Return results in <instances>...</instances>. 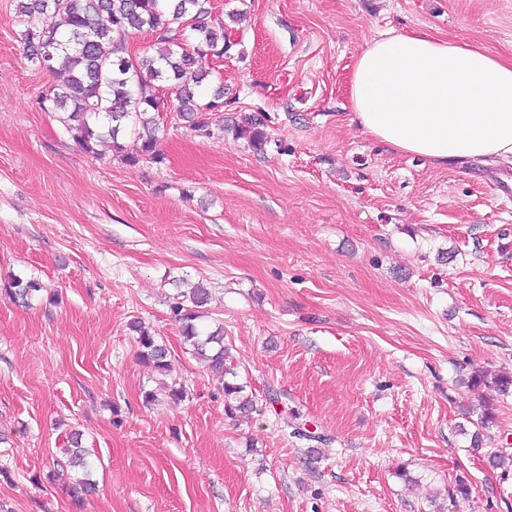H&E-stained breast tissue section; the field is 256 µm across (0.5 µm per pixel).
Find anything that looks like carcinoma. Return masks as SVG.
<instances>
[{"instance_id": "obj_1", "label": "carcinoma", "mask_w": 512, "mask_h": 512, "mask_svg": "<svg viewBox=\"0 0 512 512\" xmlns=\"http://www.w3.org/2000/svg\"><path fill=\"white\" fill-rule=\"evenodd\" d=\"M18 12L38 18L20 33L28 60L49 71L59 66L64 73L60 83L41 95L39 104L46 112L66 114V131L85 151L95 152L97 143L108 138L129 164L161 161L156 133L170 107L191 130L214 136L203 113L224 107V91H216L213 100L201 104L194 89L184 83L189 72L195 85L206 82L211 76L207 51L222 57L233 46L224 24L213 18L210 0H18ZM130 29L150 31L155 53L132 59L117 55V46ZM161 87L173 95L172 106L159 96ZM265 127L264 115L240 112L218 132L231 131L260 150L267 142ZM136 128L141 129L136 144L129 148L119 142V136ZM42 290L43 284L35 278L15 276L4 285L8 296L22 301ZM186 297L189 304L173 307L185 341L215 376L224 379V394L236 401L234 409H253V400L243 396L244 386L226 380L231 371L226 367L224 327L204 336L195 324L199 309L208 304L209 292L198 285ZM129 328L137 334L141 359L156 371L167 372L166 351L155 336L136 321ZM467 384L474 389L492 386L502 396L512 395L511 374L489 379L476 372ZM492 420V411L485 409L471 434L473 451L483 450V429ZM67 443V465L81 471L73 491L90 494L95 482L90 479L92 465L80 434L70 433Z\"/></svg>"}]
</instances>
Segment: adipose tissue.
Wrapping results in <instances>:
<instances>
[{"label": "adipose tissue", "instance_id": "1", "mask_svg": "<svg viewBox=\"0 0 512 512\" xmlns=\"http://www.w3.org/2000/svg\"><path fill=\"white\" fill-rule=\"evenodd\" d=\"M353 121L386 149L435 166L512 158V60L426 31L390 29L355 58Z\"/></svg>", "mask_w": 512, "mask_h": 512}]
</instances>
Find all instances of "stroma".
I'll list each match as a JSON object with an SVG mask.
<instances>
[{"instance_id":"1","label":"stroma","mask_w":512,"mask_h":512,"mask_svg":"<svg viewBox=\"0 0 512 512\" xmlns=\"http://www.w3.org/2000/svg\"><path fill=\"white\" fill-rule=\"evenodd\" d=\"M16 6L0 0V284L44 289L0 292V512H512V467L488 460L512 455V396L465 384L512 372V163L388 151L348 93L391 28L512 56V0H211L234 46L206 118L265 113L268 142L171 112L163 160L136 165L39 108L60 77L28 61ZM199 282L251 413L227 414L174 318ZM134 320L169 372L140 360ZM485 404L475 456L463 411ZM73 429L89 496L51 478ZM43 288V284L35 278L23 279L15 276L4 285L3 290L10 297L25 301L42 291Z\"/></svg>"}]
</instances>
